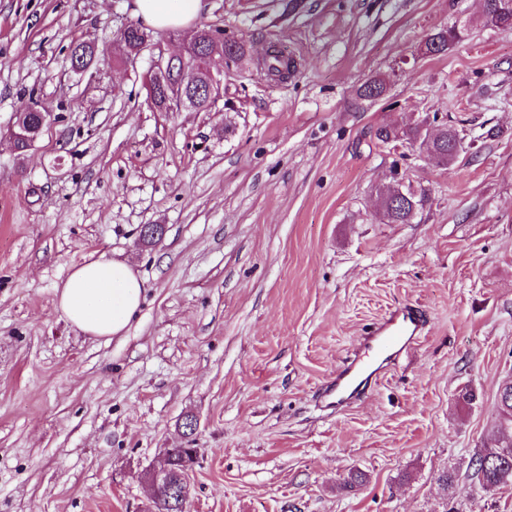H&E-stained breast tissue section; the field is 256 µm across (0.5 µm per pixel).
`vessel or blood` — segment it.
I'll use <instances>...</instances> for the list:
<instances>
[{
    "label": "vessel or blood",
    "instance_id": "b4317fda",
    "mask_svg": "<svg viewBox=\"0 0 512 512\" xmlns=\"http://www.w3.org/2000/svg\"><path fill=\"white\" fill-rule=\"evenodd\" d=\"M426 321L419 309L402 306L389 313L369 332L366 339L368 357L353 358L336 374L337 404H344L362 390L377 373V365L387 364L399 357L423 334Z\"/></svg>",
    "mask_w": 512,
    "mask_h": 512
}]
</instances>
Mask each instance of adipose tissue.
<instances>
[{
  "label": "adipose tissue",
  "instance_id": "1",
  "mask_svg": "<svg viewBox=\"0 0 512 512\" xmlns=\"http://www.w3.org/2000/svg\"><path fill=\"white\" fill-rule=\"evenodd\" d=\"M203 0H134V12L156 29L189 26ZM146 284L127 262L104 256L76 267L57 289L64 317L98 338L123 335L139 312Z\"/></svg>",
  "mask_w": 512,
  "mask_h": 512
}]
</instances>
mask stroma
<instances>
[{
	"mask_svg": "<svg viewBox=\"0 0 512 512\" xmlns=\"http://www.w3.org/2000/svg\"><path fill=\"white\" fill-rule=\"evenodd\" d=\"M480 0H205L199 24L244 42L206 112H159L154 55L119 64L133 0H0V512H141L142 471L195 448L189 512H436L451 469L468 512H512L469 475L512 378V30ZM470 25L445 54L427 37ZM95 64L75 73L70 45ZM279 49L284 79L261 67ZM384 78L376 102L364 82ZM41 101L51 122L15 151ZM439 118L464 149L378 127ZM427 205L387 224L393 173ZM162 224L157 243L138 241ZM147 285L125 335L87 336L55 289L99 256ZM429 325L342 408L323 391L372 324ZM475 395L457 401L462 389ZM195 419L187 433L185 419ZM368 481L339 491L349 471ZM439 134L441 135L440 138H438ZM423 135H426V131L423 132L421 126L408 127L401 130L393 126H381L376 130L377 139L386 144L399 140H406L409 143L421 140L427 147V151L430 154L428 156H431L432 161L437 165H448L459 156V151L452 152L448 149V142L451 140L462 142L460 134L455 128L442 125L435 133L438 137L433 148L423 140Z\"/></svg>",
	"mask_w": 512,
	"mask_h": 512,
	"instance_id": "35a3bbf8",
	"label": "stroma"
}]
</instances>
